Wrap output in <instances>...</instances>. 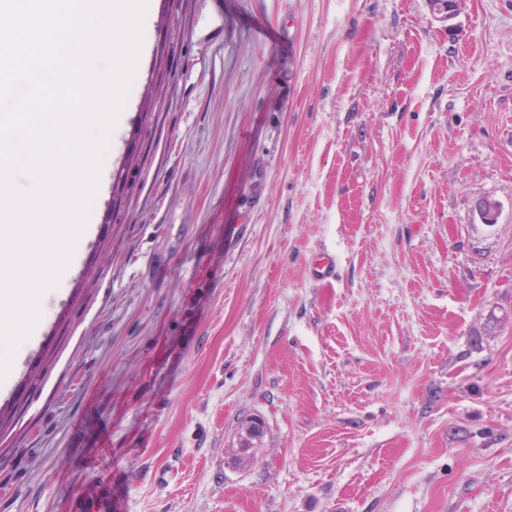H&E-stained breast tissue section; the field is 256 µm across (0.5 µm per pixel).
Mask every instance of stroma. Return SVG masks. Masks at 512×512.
I'll return each instance as SVG.
<instances>
[{
	"instance_id": "1",
	"label": "stroma",
	"mask_w": 512,
	"mask_h": 512,
	"mask_svg": "<svg viewBox=\"0 0 512 512\" xmlns=\"http://www.w3.org/2000/svg\"><path fill=\"white\" fill-rule=\"evenodd\" d=\"M150 8L0 512H512V0Z\"/></svg>"
}]
</instances>
